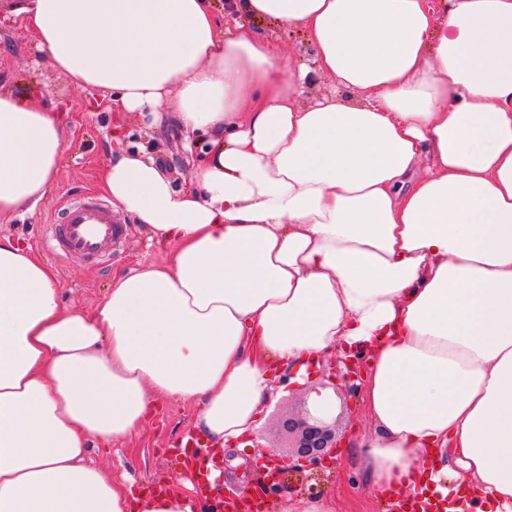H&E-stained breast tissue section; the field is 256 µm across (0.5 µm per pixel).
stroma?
I'll return each mask as SVG.
<instances>
[{"instance_id": "obj_1", "label": "stroma", "mask_w": 512, "mask_h": 512, "mask_svg": "<svg viewBox=\"0 0 512 512\" xmlns=\"http://www.w3.org/2000/svg\"><path fill=\"white\" fill-rule=\"evenodd\" d=\"M19 0H0V86L20 97L37 95L50 109L64 112L69 124L64 153L52 192L34 213L0 223V236H9L53 267L62 306H76L93 312L106 296L116 277L147 265L168 262L171 247L150 244L143 225L126 216L128 235L111 263L95 264L78 257H64L40 251L38 242L43 227L60 206L70 198L84 195L103 196L101 177L115 147L143 146L162 162L175 188L189 187L191 166L183 143L187 137L170 121L151 123L138 112L122 116L120 127H112L108 118V100L102 94H89L75 86L62 73L46 66L36 46L35 34L12 12ZM316 382L291 389L284 387L281 397L268 404L262 413L260 437L265 445L280 448L288 439L280 421L300 400L316 390ZM200 408L195 404H165L123 447L94 445L89 460L116 473H128L133 485L152 482L174 483L185 475L172 453V444L193 430ZM222 477L226 492L235 493L258 485L263 475L252 458H241L237 449L224 451ZM317 486L335 504V512H385L380 496L370 493L364 477L349 449H340L333 468L310 467L290 471L282 489L264 499L266 512H279L289 494Z\"/></svg>"}]
</instances>
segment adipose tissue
<instances>
[{
    "instance_id": "ef3b65f1",
    "label": "adipose tissue",
    "mask_w": 512,
    "mask_h": 512,
    "mask_svg": "<svg viewBox=\"0 0 512 512\" xmlns=\"http://www.w3.org/2000/svg\"><path fill=\"white\" fill-rule=\"evenodd\" d=\"M27 0L46 63L115 112L168 103L207 138L190 187L143 148L102 177L174 247L61 307L53 268L0 238V512H193L133 498L89 465L162 402L205 440L257 435L275 377L370 350L373 429L349 438L367 485L416 494L438 449L512 512V0ZM300 27L314 66L252 21ZM333 94L299 104L307 79ZM65 119L0 89V222L50 194Z\"/></svg>"
}]
</instances>
